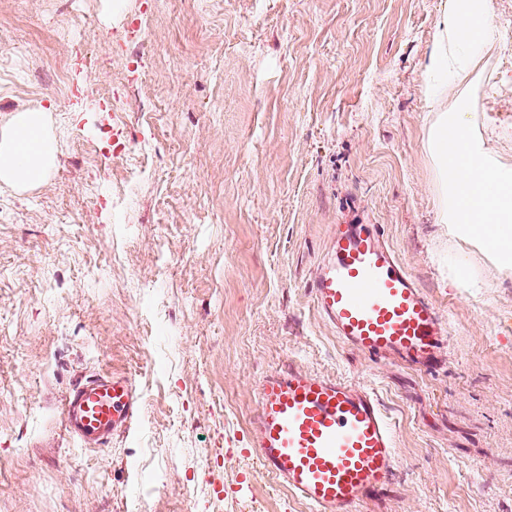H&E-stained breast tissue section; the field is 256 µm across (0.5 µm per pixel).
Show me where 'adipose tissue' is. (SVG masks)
Listing matches in <instances>:
<instances>
[{
	"label": "adipose tissue",
	"mask_w": 512,
	"mask_h": 512,
	"mask_svg": "<svg viewBox=\"0 0 512 512\" xmlns=\"http://www.w3.org/2000/svg\"><path fill=\"white\" fill-rule=\"evenodd\" d=\"M54 158L52 142L45 134V113L17 112L9 129L0 135V180L27 189L48 174Z\"/></svg>",
	"instance_id": "obj_1"
}]
</instances>
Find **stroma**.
<instances>
[{"mask_svg": "<svg viewBox=\"0 0 512 512\" xmlns=\"http://www.w3.org/2000/svg\"><path fill=\"white\" fill-rule=\"evenodd\" d=\"M447 7L0 0V130L43 108L55 147L39 186L0 182V512H312L239 454L288 363L393 425L394 491L359 512H512V267L440 223L426 146ZM488 9L472 123L512 169V0ZM359 220L447 320L433 371L372 362L311 300ZM100 372L143 409L83 447L59 408Z\"/></svg>", "mask_w": 512, "mask_h": 512, "instance_id": "1", "label": "stroma"}]
</instances>
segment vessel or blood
<instances>
[{"label": "vessel or blood", "mask_w": 512, "mask_h": 512, "mask_svg": "<svg viewBox=\"0 0 512 512\" xmlns=\"http://www.w3.org/2000/svg\"><path fill=\"white\" fill-rule=\"evenodd\" d=\"M308 288L344 345L377 363L437 365L446 320L381 225H337ZM141 405L130 377L97 376L70 388L61 420L81 446L104 447L130 428ZM241 454L257 457L314 512H358L366 499L392 492L397 466L393 429L371 392L293 364L260 380Z\"/></svg>", "instance_id": "obj_1"}]
</instances>
